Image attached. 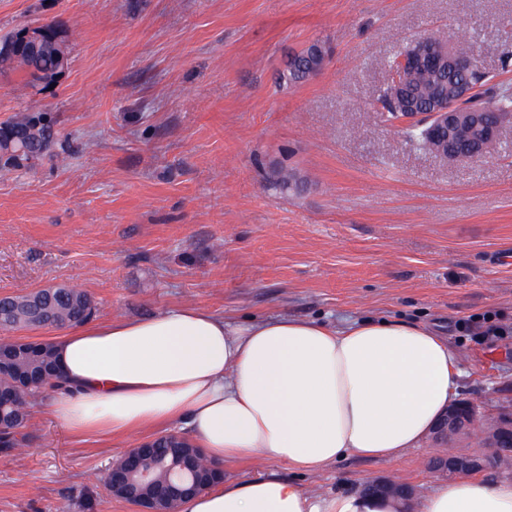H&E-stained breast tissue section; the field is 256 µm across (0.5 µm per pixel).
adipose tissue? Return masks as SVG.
Returning a JSON list of instances; mask_svg holds the SVG:
<instances>
[{
  "instance_id": "ef3b65f1",
  "label": "adipose tissue",
  "mask_w": 512,
  "mask_h": 512,
  "mask_svg": "<svg viewBox=\"0 0 512 512\" xmlns=\"http://www.w3.org/2000/svg\"><path fill=\"white\" fill-rule=\"evenodd\" d=\"M49 410L71 433L121 438L185 426L219 463L271 457L316 474L349 456L393 460L455 402L457 352L425 325L366 318L336 328L272 316L244 323L179 307L88 322L56 343ZM414 512H512V481L443 480ZM182 512H399L388 497L314 495L271 473L227 479Z\"/></svg>"
}]
</instances>
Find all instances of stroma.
I'll list each match as a JSON object with an SVG mask.
<instances>
[{
  "label": "stroma",
  "instance_id": "stroma-1",
  "mask_svg": "<svg viewBox=\"0 0 512 512\" xmlns=\"http://www.w3.org/2000/svg\"><path fill=\"white\" fill-rule=\"evenodd\" d=\"M37 21L71 47L55 83L0 75V121L46 112L55 143L0 173V296L79 283L97 320L176 306L239 320L280 314L342 325L431 326L460 355L458 397L512 401V129L495 156L440 161L372 104L410 39L467 32L485 64L512 47V0H0V35ZM323 45V69L279 83ZM303 192L273 186L276 169ZM508 327L501 339L467 320ZM16 456L0 454V512H135L106 470L138 436H73L38 405ZM430 441L318 474L263 458L230 478L291 475L314 494L370 479L427 491ZM322 52L325 53L322 46L313 43L298 55L290 57L286 69L287 74L283 73V78L287 79L289 83H297L316 75L322 69L320 66V60H323L322 55H324Z\"/></svg>",
  "mask_w": 512,
  "mask_h": 512
}]
</instances>
